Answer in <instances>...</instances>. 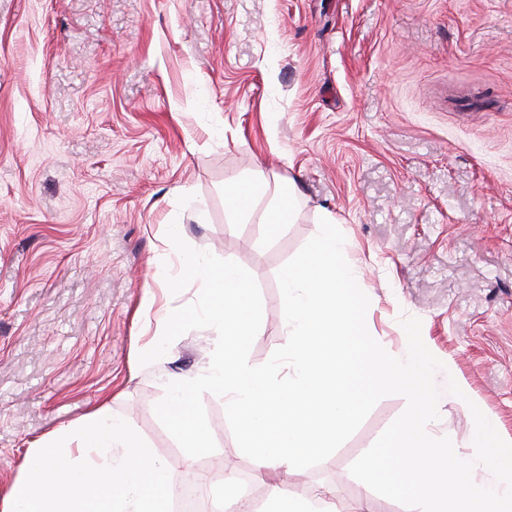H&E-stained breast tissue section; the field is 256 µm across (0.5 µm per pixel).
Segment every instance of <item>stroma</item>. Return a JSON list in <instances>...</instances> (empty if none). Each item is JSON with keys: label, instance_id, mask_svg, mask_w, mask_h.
Wrapping results in <instances>:
<instances>
[{"label": "stroma", "instance_id": "stroma-1", "mask_svg": "<svg viewBox=\"0 0 512 512\" xmlns=\"http://www.w3.org/2000/svg\"><path fill=\"white\" fill-rule=\"evenodd\" d=\"M243 177L295 184L288 224L270 228L265 197L231 223ZM326 213L370 334L402 358L418 318L444 365L428 433L474 458L468 399L512 442V0H0V512L29 445L103 407L180 486L197 460L155 405L213 332L138 361L200 291L159 273L182 270L168 226L255 278L258 366L289 338L277 273ZM203 404L211 460L253 476L223 398ZM405 407L382 398L290 485L338 470L372 512H406L350 475Z\"/></svg>", "mask_w": 512, "mask_h": 512}]
</instances>
